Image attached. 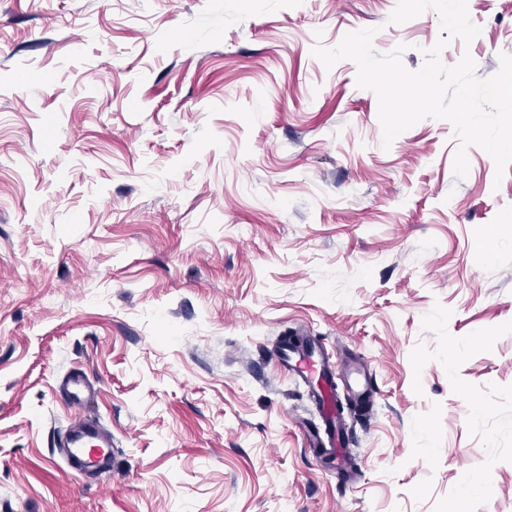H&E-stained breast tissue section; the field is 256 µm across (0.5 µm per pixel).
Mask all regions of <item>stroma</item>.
Returning <instances> with one entry per match:
<instances>
[{
  "instance_id": "obj_1",
  "label": "stroma",
  "mask_w": 512,
  "mask_h": 512,
  "mask_svg": "<svg viewBox=\"0 0 512 512\" xmlns=\"http://www.w3.org/2000/svg\"><path fill=\"white\" fill-rule=\"evenodd\" d=\"M396 4L0 0V512H512V164L456 179L445 120L383 148L355 64L311 54L374 27L419 69L438 16ZM468 10L441 59L488 77L512 0ZM306 330L375 376L349 484L274 357ZM85 416L96 479L59 458ZM93 389L94 386L88 381L87 376L80 372L69 374L61 384V392L65 400L75 407L87 404ZM109 448H112V436L96 421L81 418L71 422L66 431L63 455L72 468L89 473L110 471L113 457Z\"/></svg>"
}]
</instances>
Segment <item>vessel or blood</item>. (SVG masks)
<instances>
[{"instance_id": "obj_1", "label": "vessel or blood", "mask_w": 512, "mask_h": 512, "mask_svg": "<svg viewBox=\"0 0 512 512\" xmlns=\"http://www.w3.org/2000/svg\"><path fill=\"white\" fill-rule=\"evenodd\" d=\"M278 357L285 369L298 377L321 375L325 388L313 393L312 399L320 407L328 408L329 413L322 418L321 430L308 432L307 437L313 445L334 447L338 469L351 473L350 449L345 445L348 424L343 413L335 409L336 391L338 385H345L354 411L367 409L375 394L369 363L346 353L332 354L316 339L307 346H282ZM61 391L70 405L79 407L90 401L93 386L86 375L74 372L63 379ZM111 446V435L96 421L81 418L71 422L66 431L63 455L70 467L93 473L111 468Z\"/></svg>"}]
</instances>
